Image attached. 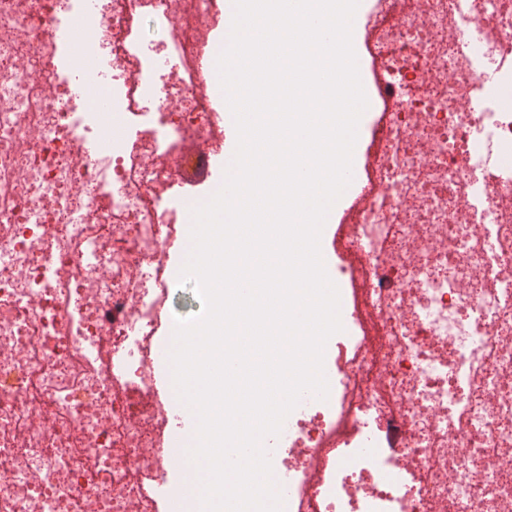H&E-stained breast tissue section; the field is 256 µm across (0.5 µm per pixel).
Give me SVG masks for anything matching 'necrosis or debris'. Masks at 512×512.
<instances>
[{
  "instance_id": "1",
  "label": "necrosis or debris",
  "mask_w": 512,
  "mask_h": 512,
  "mask_svg": "<svg viewBox=\"0 0 512 512\" xmlns=\"http://www.w3.org/2000/svg\"><path fill=\"white\" fill-rule=\"evenodd\" d=\"M225 7L0 0V512H200L166 492L192 440L151 352L198 204L162 158L233 122L193 68ZM352 30L389 105L327 226L329 395L265 443L284 512H512V0H371Z\"/></svg>"
}]
</instances>
